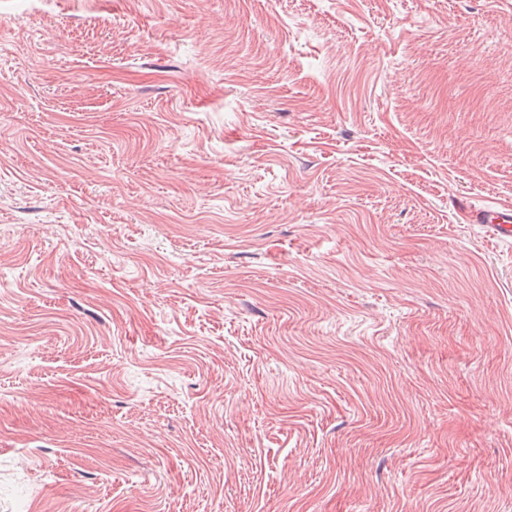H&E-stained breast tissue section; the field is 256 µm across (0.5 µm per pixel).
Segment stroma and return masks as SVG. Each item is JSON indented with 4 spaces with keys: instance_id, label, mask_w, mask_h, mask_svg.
I'll return each instance as SVG.
<instances>
[{
    "instance_id": "obj_1",
    "label": "stroma",
    "mask_w": 512,
    "mask_h": 512,
    "mask_svg": "<svg viewBox=\"0 0 512 512\" xmlns=\"http://www.w3.org/2000/svg\"><path fill=\"white\" fill-rule=\"evenodd\" d=\"M512 0H0V512H512ZM457 207L465 212L474 224H484L494 238L502 241L512 239V206L476 207L468 199L458 201Z\"/></svg>"
}]
</instances>
